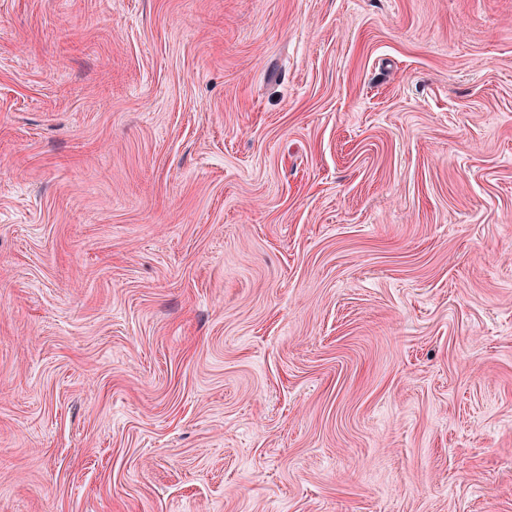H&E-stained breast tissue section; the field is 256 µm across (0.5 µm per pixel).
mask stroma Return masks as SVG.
I'll use <instances>...</instances> for the list:
<instances>
[{"label": "stroma", "mask_w": 512, "mask_h": 512, "mask_svg": "<svg viewBox=\"0 0 512 512\" xmlns=\"http://www.w3.org/2000/svg\"><path fill=\"white\" fill-rule=\"evenodd\" d=\"M0 512H512V0H0Z\"/></svg>", "instance_id": "35a3bbf8"}]
</instances>
